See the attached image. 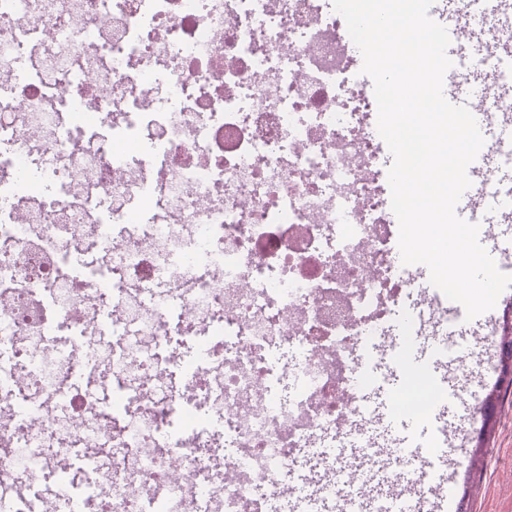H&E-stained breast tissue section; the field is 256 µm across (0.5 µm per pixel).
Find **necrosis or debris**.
I'll use <instances>...</instances> for the list:
<instances>
[{
	"label": "necrosis or debris",
	"instance_id": "necrosis-or-debris-1",
	"mask_svg": "<svg viewBox=\"0 0 512 512\" xmlns=\"http://www.w3.org/2000/svg\"><path fill=\"white\" fill-rule=\"evenodd\" d=\"M348 39L331 0H0V512H74L84 449L93 512H360L323 449L367 441L371 340L465 310L400 304Z\"/></svg>",
	"mask_w": 512,
	"mask_h": 512
}]
</instances>
